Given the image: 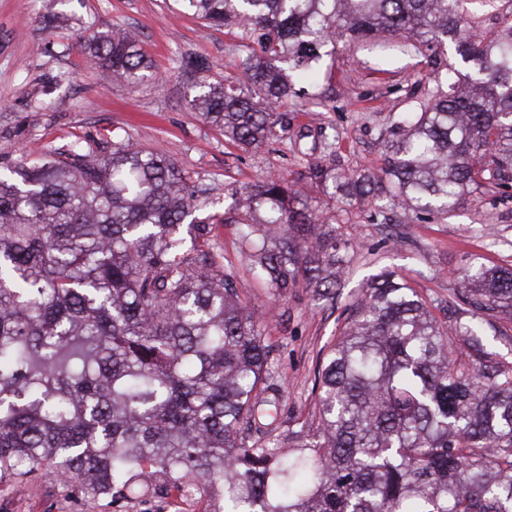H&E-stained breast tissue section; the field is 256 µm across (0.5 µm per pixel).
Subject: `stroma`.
Returning a JSON list of instances; mask_svg holds the SVG:
<instances>
[{"instance_id":"35a3bbf8","label":"stroma","mask_w":512,"mask_h":512,"mask_svg":"<svg viewBox=\"0 0 512 512\" xmlns=\"http://www.w3.org/2000/svg\"><path fill=\"white\" fill-rule=\"evenodd\" d=\"M115 26L151 58L149 78L127 82L88 62L84 37ZM248 43L245 32L175 15L164 0H0V168L105 136L162 151L194 181L213 187L212 195L198 199L195 215L226 216L213 227L218 251L237 270L241 294L258 303L269 295L245 267L232 194L268 174L287 176L313 208L335 216L338 237L353 241L335 305L317 303L309 289L297 288L265 330L284 382L282 419L309 423L318 352L339 335L346 305L361 296L369 277L394 270L424 297L451 301L454 273L467 258L512 262V187L482 186L440 219L410 213L389 229L375 224L374 205L330 199L309 182L296 149L311 147L322 128L332 151L315 153L314 161L380 172L394 121L424 100L438 66L411 47L376 68L366 64L363 47L337 43L317 85L290 102L282 140L244 151L192 109L197 77L180 62L203 58L210 79L235 78ZM0 512L113 508L109 499L62 489L54 473L44 472L1 482Z\"/></svg>"}]
</instances>
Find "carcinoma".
I'll return each instance as SVG.
<instances>
[{
  "label": "carcinoma",
  "instance_id": "1",
  "mask_svg": "<svg viewBox=\"0 0 512 512\" xmlns=\"http://www.w3.org/2000/svg\"><path fill=\"white\" fill-rule=\"evenodd\" d=\"M168 7L258 45L239 81L202 79L191 99L242 148L281 138L293 84L340 41L450 46L467 72L402 113L382 175L308 164L333 197L389 193L437 218L486 180L512 181V0ZM84 51L130 82L151 70L117 27ZM197 194L126 140L0 170V481L52 469L117 508L137 490L157 512L199 488L207 512H512V361L488 344L512 321V266L460 268L450 321L395 271L374 275L320 352L316 420L285 438L274 349L213 225L192 218ZM241 196L242 254L270 298L304 284L336 301L349 242L333 220L281 176Z\"/></svg>",
  "mask_w": 512,
  "mask_h": 512
}]
</instances>
